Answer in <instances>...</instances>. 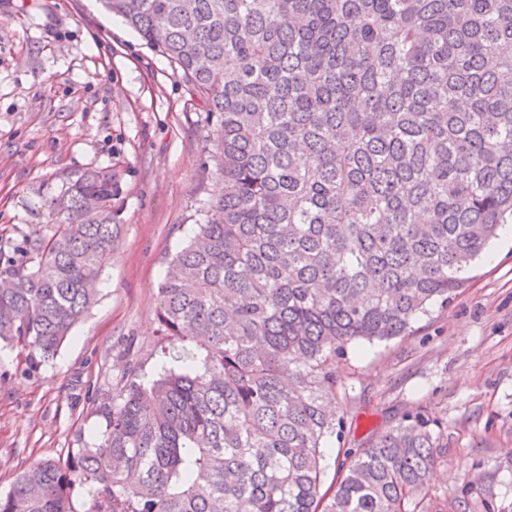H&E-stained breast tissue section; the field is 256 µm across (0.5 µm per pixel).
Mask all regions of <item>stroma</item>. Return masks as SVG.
Returning a JSON list of instances; mask_svg holds the SVG:
<instances>
[{
    "mask_svg": "<svg viewBox=\"0 0 512 512\" xmlns=\"http://www.w3.org/2000/svg\"><path fill=\"white\" fill-rule=\"evenodd\" d=\"M201 110L168 58L101 0H0V253L48 235L63 177L109 168L121 186L118 247L58 355L29 378L0 344V494L29 463L98 442L97 410L121 377L160 371L167 262L224 190ZM333 405L350 432L326 442L325 481L344 449L422 415L440 445L433 500L475 476L512 512V240L497 236L458 295L407 335L348 344Z\"/></svg>",
    "mask_w": 512,
    "mask_h": 512,
    "instance_id": "35a3bbf8",
    "label": "stroma"
}]
</instances>
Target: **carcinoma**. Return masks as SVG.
I'll use <instances>...</instances> for the list:
<instances>
[{"instance_id":"1","label":"carcinoma","mask_w":512,"mask_h":512,"mask_svg":"<svg viewBox=\"0 0 512 512\" xmlns=\"http://www.w3.org/2000/svg\"><path fill=\"white\" fill-rule=\"evenodd\" d=\"M205 105L224 195L170 261L179 363L112 388L101 445L43 458L0 512H495L434 503L405 416L321 491L336 356L406 335L512 222V0H105ZM117 178H70L52 232L0 260V343L35 376L95 303ZM206 351L195 361L187 346Z\"/></svg>"}]
</instances>
